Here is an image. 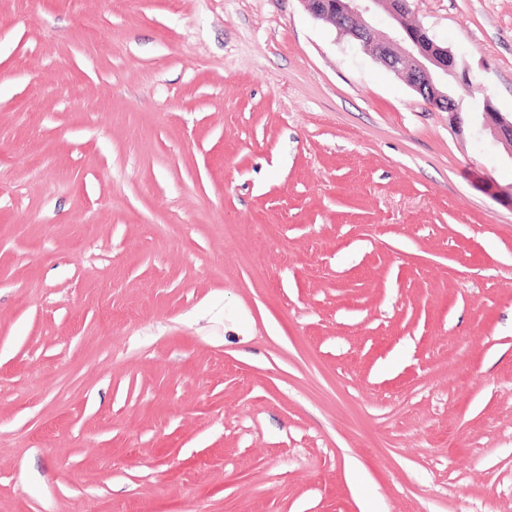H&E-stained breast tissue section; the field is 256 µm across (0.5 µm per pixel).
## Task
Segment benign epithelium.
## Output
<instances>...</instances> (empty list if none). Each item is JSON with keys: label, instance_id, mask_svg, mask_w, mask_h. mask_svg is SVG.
<instances>
[{"label": "benign epithelium", "instance_id": "obj_1", "mask_svg": "<svg viewBox=\"0 0 512 512\" xmlns=\"http://www.w3.org/2000/svg\"><path fill=\"white\" fill-rule=\"evenodd\" d=\"M315 18L333 24L339 32L390 70L407 75L410 86L433 108L455 121L459 105L448 92L455 83L467 86L478 80L456 56L438 43L421 24L407 22L410 0H303ZM390 20L389 32L379 33L371 18L377 11ZM497 141L512 143V118L500 116L489 126Z\"/></svg>", "mask_w": 512, "mask_h": 512}]
</instances>
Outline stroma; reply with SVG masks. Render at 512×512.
Segmentation results:
<instances>
[{"mask_svg":"<svg viewBox=\"0 0 512 512\" xmlns=\"http://www.w3.org/2000/svg\"><path fill=\"white\" fill-rule=\"evenodd\" d=\"M511 185L302 0H0V512H512Z\"/></svg>","mask_w":512,"mask_h":512,"instance_id":"1","label":"stroma"}]
</instances>
